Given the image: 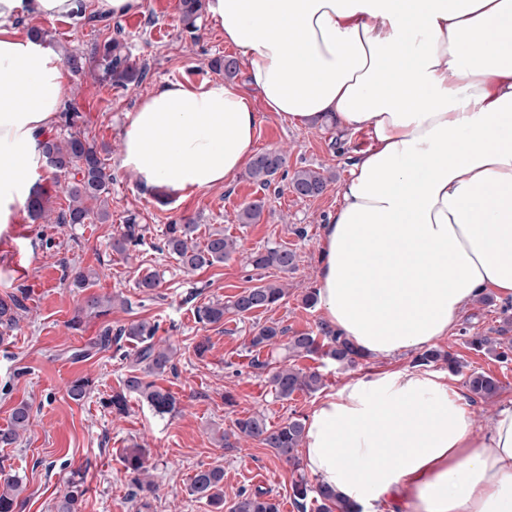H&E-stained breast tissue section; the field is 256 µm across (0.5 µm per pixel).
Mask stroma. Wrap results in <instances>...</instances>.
Instances as JSON below:
<instances>
[{"instance_id":"35a3bbf8","label":"stroma","mask_w":512,"mask_h":512,"mask_svg":"<svg viewBox=\"0 0 512 512\" xmlns=\"http://www.w3.org/2000/svg\"><path fill=\"white\" fill-rule=\"evenodd\" d=\"M131 56L146 64L148 76L140 84L115 89L91 74L72 77L71 97L85 115L84 130L109 151L106 163L112 175L105 224H42L21 216L18 223L0 226V297L21 284L30 288L28 311L18 327L0 340V428L10 421L13 408L22 402L31 407L28 431L7 448H0V480L19 475L24 491L17 512H54L72 472H80L86 493L81 512H211L205 501L189 492L199 466L224 471V504L232 506L239 490L268 492L281 504L292 505V466L278 459L257 441L242 438L225 448L216 432L230 431L237 418L263 412L271 425L291 417L308 416L325 395L335 392L363 371L376 367L408 368L413 352L391 359L365 358L346 367L330 359H297V367H317L326 377L324 390L299 394L288 400L275 397L265 377L250 369L234 371L249 339L259 327L278 323L289 334L317 331L324 321L320 307H305L304 295L318 285L321 266L322 226L334 213L353 159L368 149L366 133L337 131L335 124L294 126L271 112L263 113L257 133L258 151L286 154L287 173L301 168L325 170L333 176L327 190L315 198H298L288 189L286 175L259 187L245 175L227 186L197 192L185 199L160 200L143 194L138 177L119 165L127 112L158 81L170 79L201 83L216 79L215 58L233 55L223 30L208 17L197 21L198 31L183 28L179 0H145L142 14L120 19ZM24 27L46 31L63 52H87L104 40V33L84 19L49 20L25 16ZM263 199L264 211L254 224H242L238 213L246 204ZM148 229L143 245L120 254L110 242L128 218ZM192 221L199 238L224 231L237 240L240 251L211 267L185 273L170 254L159 251L163 231L171 221ZM285 246L295 251L296 269L282 274L275 269L247 267L246 252ZM94 271L92 288L100 296L126 299L110 315L89 318L82 330L68 326L85 298L80 289L68 287L72 270ZM155 271L162 286L146 295L137 289L142 274ZM285 281L288 293L276 307L241 318L226 315L219 324L203 325L195 309L210 301H228L258 281ZM512 300L474 301L463 310L452 336L438 341V349L451 352L463 367L452 384L465 390L473 371L495 375L502 383L491 402L474 398L469 410L477 426L488 424L499 406L512 401V361L472 349L466 335H496ZM147 319L159 326L158 336L177 351L175 373L159 377L160 386L177 398L174 412L159 416L151 406L131 398L127 415L105 409L101 401L119 390L129 367L115 348L91 349L105 325L119 327ZM205 341L209 350L197 356L194 347ZM81 375L95 379L94 392L83 402L72 401L66 388ZM233 394L234 406L224 403ZM144 448L155 488L132 495L123 457L127 448Z\"/></svg>"}]
</instances>
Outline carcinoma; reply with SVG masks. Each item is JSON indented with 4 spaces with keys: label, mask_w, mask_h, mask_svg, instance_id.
<instances>
[{
    "label": "carcinoma",
    "mask_w": 512,
    "mask_h": 512,
    "mask_svg": "<svg viewBox=\"0 0 512 512\" xmlns=\"http://www.w3.org/2000/svg\"><path fill=\"white\" fill-rule=\"evenodd\" d=\"M182 20L188 32L196 30V21L204 11V0H180ZM93 59L95 70L101 81L115 88H127L141 83L146 75L145 66L132 60L123 51V44L115 37H109L100 45H95L88 55ZM84 54L68 52L64 55L66 66L74 73H81L87 64ZM211 67L224 74L226 78H234L239 71L238 63L229 57L216 58ZM62 125L72 129L67 137L59 139L47 137L40 141L39 146L47 165L54 174L65 176L67 205L55 216V224H91L109 219L105 207L104 195L109 193L112 180L107 171L106 158L103 153L106 147L98 145L96 140L85 135L79 129L83 121L82 113L73 103H68L60 112ZM286 158L279 152H263L256 155L250 163L247 176L255 184L266 187L283 170ZM328 186V178L312 169H299L294 172L289 182V190L302 198L322 195ZM48 190L36 192L28 205V211L35 220H44L49 216ZM263 211L261 202L256 201L245 206L238 213L241 224H253L260 219ZM198 225L191 221L184 224L167 225L162 238L160 250L174 256L186 272H196L222 263L237 252L235 240L224 236L222 231L210 233L206 241L197 243L195 232ZM144 238L143 227L130 218L123 225L121 232L112 238V250L125 254L130 247L137 246ZM247 263L254 270L275 268L283 274L292 272L296 267V254L284 247L253 250L247 255ZM286 291L274 283H262L245 289L234 296V299L223 302H209L195 310L198 322L204 325L218 324L228 314L245 316L259 309H271L279 305ZM28 299L27 289L19 286L12 293L0 298V328L4 331L14 330L19 323L21 313L26 311L25 300ZM116 299L89 295L84 305L78 309L71 319L72 328L79 327L86 315L106 316L112 311ZM158 324L142 319L112 330L111 325L103 327L96 345L107 347L112 343L125 340L134 345L131 353H122L129 361L130 368L122 387L102 401L111 412L124 415L128 412L129 398L137 396L145 400L156 412L170 413L176 408L177 400L167 389L152 380L175 368L173 358L175 350L170 345H160L155 341ZM287 340H282V337ZM469 345L477 351L485 350L496 354L506 361L512 352V345L505 349L497 346L489 336H472ZM317 354L326 356L338 364L353 365L361 354L339 333L328 330L324 332L323 341L311 332H302L294 336H286V329L278 324L260 327L249 340V365L260 373L267 375V383L275 396L287 400L294 394L315 393L325 386L324 375L316 369L304 370L289 364L295 358L310 357ZM442 362L452 371L461 367L459 360L450 353L437 349H429L418 354L414 364L427 366ZM468 390L477 398L486 402L493 400L501 389L499 381L485 372L473 371L466 380ZM92 380L78 377L67 387L68 397L81 402L89 397ZM30 419V407L26 404L16 406L11 414L9 426L0 430V444L12 445L22 434L27 432ZM235 433L258 441L261 445L274 451L277 457L284 459L294 467H299L296 448L304 441L305 421L291 417L286 422L272 426L261 412H254L234 423ZM126 470L132 475V481L139 489L151 490L140 475L147 472V459L138 448L128 450L123 457ZM294 503L300 512H306L307 503L313 500L319 503L318 512H352L348 506L337 499L331 490L320 484L311 485L305 477H300L292 486ZM191 491L200 500L206 501L215 508V512L224 509V471L219 467H199L191 478ZM23 492L21 480L10 477L0 485V512H15L17 501ZM85 494L82 479L72 474L67 483L65 493L55 504L56 512H79V505ZM231 512H279V504L265 497L263 492L248 493L238 491Z\"/></svg>",
    "instance_id": "obj_1"
}]
</instances>
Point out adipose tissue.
Here are the masks:
<instances>
[{"label":"adipose tissue","mask_w":512,"mask_h":512,"mask_svg":"<svg viewBox=\"0 0 512 512\" xmlns=\"http://www.w3.org/2000/svg\"><path fill=\"white\" fill-rule=\"evenodd\" d=\"M89 7L122 18L144 0H0V224L33 197L38 140L71 91L59 52L15 21ZM206 13L250 87L154 84L119 158L142 188L184 199L232 183L264 110L365 130L322 232L327 323L383 360L448 336L484 293L512 299V0H206ZM302 455L353 512H512V402L478 431L439 371L352 379L307 417Z\"/></svg>","instance_id":"adipose-tissue-1"}]
</instances>
